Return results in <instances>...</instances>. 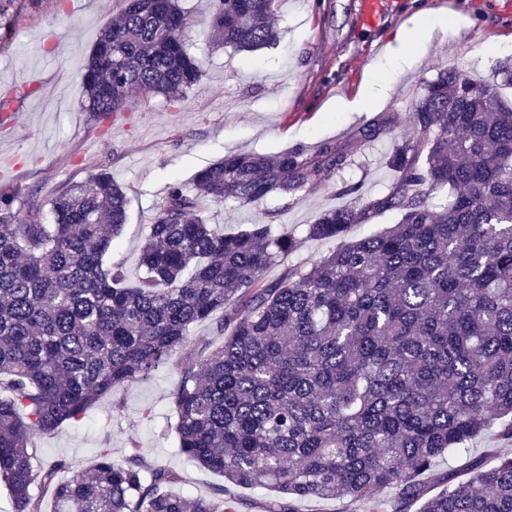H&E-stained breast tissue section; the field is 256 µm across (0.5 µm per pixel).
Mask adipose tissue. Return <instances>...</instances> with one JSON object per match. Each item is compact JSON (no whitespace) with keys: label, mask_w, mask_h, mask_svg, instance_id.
Here are the masks:
<instances>
[{"label":"adipose tissue","mask_w":512,"mask_h":512,"mask_svg":"<svg viewBox=\"0 0 512 512\" xmlns=\"http://www.w3.org/2000/svg\"><path fill=\"white\" fill-rule=\"evenodd\" d=\"M428 22V17L421 13L413 14L410 17L408 25L404 26L396 37V45L387 60L385 70H377L372 73L365 84L362 95L353 103L348 104V111L365 112L377 104L387 84L386 70L399 69L414 58L424 42V26Z\"/></svg>","instance_id":"1"}]
</instances>
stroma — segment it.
Instances as JSON below:
<instances>
[{
    "mask_svg": "<svg viewBox=\"0 0 512 512\" xmlns=\"http://www.w3.org/2000/svg\"><path fill=\"white\" fill-rule=\"evenodd\" d=\"M364 0H280L279 39L271 48L239 52L214 44L208 25L188 34L204 57V76L182 106L154 98L130 115L96 121L83 109L79 68L98 32L121 13L123 0H0V84H15L23 100L8 113L10 130L0 134V154L14 157L6 183L48 202L69 181L107 170L127 194L128 222L112 243L109 263L136 283L138 255L149 234L157 201L176 180L192 185L196 173L236 152L274 155L345 141L360 126L403 111L438 69L456 66L475 78H489L500 60L512 57V0H383L376 19H367ZM440 17L418 55L389 73L387 98L366 112H340L353 102L369 73L386 62L395 38L415 9ZM394 135L369 144L344 178H364L374 194L394 175L384 160ZM340 200L318 185L292 206L270 195L257 207L204 201L208 223L230 232L251 224L288 229L299 240L286 263H306L336 247L313 239L306 227ZM180 379L177 361L122 390V407L102 399L76 423L61 425L39 440L37 461L61 458L71 469L94 464L98 449L115 461L138 444L146 461L166 467L177 480L173 491L211 497L223 485L220 474L189 461L178 451L172 397Z\"/></svg>",
    "mask_w": 512,
    "mask_h": 512,
    "instance_id": "35a3bbf8",
    "label": "stroma"
}]
</instances>
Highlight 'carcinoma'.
<instances>
[{
	"instance_id": "1",
	"label": "carcinoma",
	"mask_w": 512,
	"mask_h": 512,
	"mask_svg": "<svg viewBox=\"0 0 512 512\" xmlns=\"http://www.w3.org/2000/svg\"><path fill=\"white\" fill-rule=\"evenodd\" d=\"M216 41L238 51L276 44V0H209ZM183 0H124L82 66L84 108L99 119L135 98L178 105L202 77ZM493 81L442 69L395 112L348 141L277 155L229 154L172 181L157 204L131 286L105 256L128 200L104 170L70 182L49 205L0 188V479L15 512H236L170 490L137 443L123 462L101 448L66 475L35 463L37 439L80 420L104 397L180 357L173 397L179 450L232 487L268 489L265 512L339 502L341 512H512V58ZM406 126L386 157L381 193L335 174L356 153ZM329 185L347 204L308 235L337 239L307 264L268 272L297 248L287 231L252 224L221 232L201 202L253 206ZM400 220L354 241L353 224ZM224 341L202 360L183 354L190 328L216 313ZM494 430L500 447L462 474L445 456ZM395 490L391 497L383 495Z\"/></svg>"
}]
</instances>
